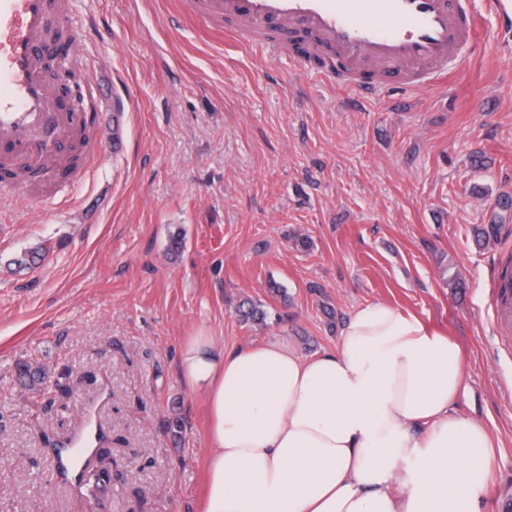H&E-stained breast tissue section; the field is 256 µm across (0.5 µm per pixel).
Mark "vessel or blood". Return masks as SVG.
<instances>
[{
	"label": "vessel or blood",
	"mask_w": 512,
	"mask_h": 512,
	"mask_svg": "<svg viewBox=\"0 0 512 512\" xmlns=\"http://www.w3.org/2000/svg\"><path fill=\"white\" fill-rule=\"evenodd\" d=\"M186 17L214 30L243 24L253 43L267 42L272 25L303 34L305 55L325 54L331 79L344 70L370 98L395 82L408 92L444 78L478 41L481 14L467 0H183ZM77 37L67 0H0V193L47 189L66 195L78 180L71 161L76 133L92 126L96 97L61 100L51 93L46 60L56 30ZM497 280L495 316L512 323V292Z\"/></svg>",
	"instance_id": "1"
}]
</instances>
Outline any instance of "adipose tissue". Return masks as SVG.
Returning <instances> with one entry per match:
<instances>
[{"mask_svg": "<svg viewBox=\"0 0 512 512\" xmlns=\"http://www.w3.org/2000/svg\"><path fill=\"white\" fill-rule=\"evenodd\" d=\"M206 399L203 512H481L494 441L455 410L460 345L416 314L360 306L334 349L183 345Z\"/></svg>", "mask_w": 512, "mask_h": 512, "instance_id": "1", "label": "adipose tissue"}]
</instances>
